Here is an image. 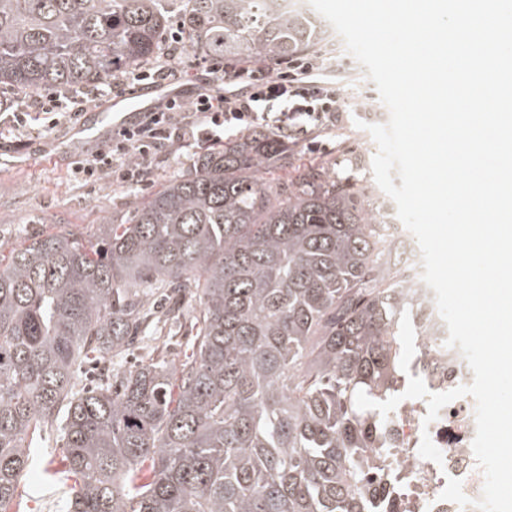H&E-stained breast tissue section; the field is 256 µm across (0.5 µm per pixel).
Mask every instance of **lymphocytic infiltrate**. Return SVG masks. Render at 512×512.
<instances>
[{
    "label": "lymphocytic infiltrate",
    "instance_id": "f902f5d3",
    "mask_svg": "<svg viewBox=\"0 0 512 512\" xmlns=\"http://www.w3.org/2000/svg\"><path fill=\"white\" fill-rule=\"evenodd\" d=\"M322 65L319 58L287 59L271 68L254 60L193 55L186 51L182 37H175L151 65L113 79V91L130 92L150 78L184 82L200 73L209 76L208 88L194 101L166 105L137 131L73 162L71 170L87 182L108 177L126 186L142 187L152 180L155 159L177 151L184 160H191L198 145L223 143L229 131L242 132L262 122L279 138L335 127L342 109L335 94L304 79L306 73ZM226 83L244 85L248 92L242 97L226 95L222 90ZM98 98L95 92L74 97L64 111L59 94L52 93L39 98L35 113H13L11 127L31 134L37 113L54 114L60 121L70 122Z\"/></svg>",
    "mask_w": 512,
    "mask_h": 512
}]
</instances>
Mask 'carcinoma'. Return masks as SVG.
<instances>
[{
    "instance_id": "obj_1",
    "label": "carcinoma",
    "mask_w": 512,
    "mask_h": 512,
    "mask_svg": "<svg viewBox=\"0 0 512 512\" xmlns=\"http://www.w3.org/2000/svg\"><path fill=\"white\" fill-rule=\"evenodd\" d=\"M178 10L201 55L273 65L310 51L300 0H0V90H95L161 50ZM380 209L260 128L198 156L98 233H37L0 259V512H21L27 438L65 420V512H381L367 475L383 430L360 410L400 376ZM184 292L190 352L120 364ZM74 484H68V481Z\"/></svg>"
}]
</instances>
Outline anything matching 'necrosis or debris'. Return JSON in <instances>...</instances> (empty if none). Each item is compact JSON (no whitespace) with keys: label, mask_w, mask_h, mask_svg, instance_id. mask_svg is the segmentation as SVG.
Listing matches in <instances>:
<instances>
[{"label":"necrosis or debris","mask_w":512,"mask_h":512,"mask_svg":"<svg viewBox=\"0 0 512 512\" xmlns=\"http://www.w3.org/2000/svg\"><path fill=\"white\" fill-rule=\"evenodd\" d=\"M383 216L394 238L409 246L404 265L392 268L395 279L404 281L420 307L415 327L421 356L414 372L429 391L447 392L471 384L473 373L458 349L447 347L448 330L435 305V293L421 279L420 250L414 236L397 217L394 202H386ZM427 403L402 400L386 420L390 463L380 492L372 503L388 502V512H477L484 475L472 451L476 432L475 401L455 399L442 408L433 422H426ZM430 436L443 455L442 463L423 459L418 453L423 436Z\"/></svg>","instance_id":"obj_1"}]
</instances>
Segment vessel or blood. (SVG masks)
<instances>
[{
	"label": "vessel or blood",
	"instance_id": "b4317fda",
	"mask_svg": "<svg viewBox=\"0 0 512 512\" xmlns=\"http://www.w3.org/2000/svg\"><path fill=\"white\" fill-rule=\"evenodd\" d=\"M199 91V86L194 84L140 85L133 92L80 112L70 125L71 142L64 150H57L55 142L45 140L32 145L31 154L51 163L78 160L84 144L112 139L145 121L159 104L171 100L189 102L197 98Z\"/></svg>",
	"mask_w": 512,
	"mask_h": 512
}]
</instances>
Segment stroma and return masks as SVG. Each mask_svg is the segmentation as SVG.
<instances>
[{"instance_id":"35a3bbf8","label":"stroma","mask_w":512,"mask_h":512,"mask_svg":"<svg viewBox=\"0 0 512 512\" xmlns=\"http://www.w3.org/2000/svg\"><path fill=\"white\" fill-rule=\"evenodd\" d=\"M333 32L330 24H323L316 50L328 67L330 89L345 98L347 110L340 114L335 130L320 134L322 151H308L300 134L290 136L289 142L305 159L329 163L339 178L354 183L378 203L382 191L372 173L377 145L367 127L380 123L384 110L365 67L347 52L343 41L333 40ZM17 140L11 128L0 129V255L9 256L20 244V228L31 233L77 230L92 235L103 215L122 212L132 203L129 187L107 180L78 182L70 166L35 161L29 146L18 145ZM35 215L42 217V224L32 223ZM62 446L57 424L32 441L33 473L19 488L24 512H46L53 504V497L39 493L38 486L45 470L59 468Z\"/></svg>"}]
</instances>
